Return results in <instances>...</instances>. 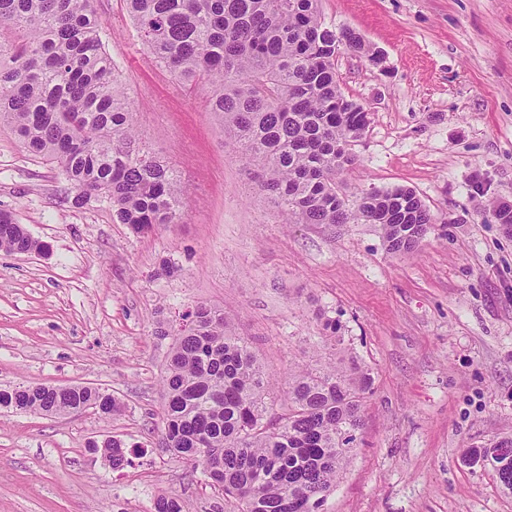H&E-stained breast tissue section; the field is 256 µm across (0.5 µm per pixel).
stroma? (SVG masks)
<instances>
[{
    "mask_svg": "<svg viewBox=\"0 0 512 512\" xmlns=\"http://www.w3.org/2000/svg\"><path fill=\"white\" fill-rule=\"evenodd\" d=\"M106 48L144 147L186 188L182 220L144 234L0 126V210L48 254L0 250V389L93 385L121 404L56 416L0 409V512H224L200 468L161 450L160 375L176 327L199 304L234 313L276 376L308 363L321 317L342 357L373 372L357 454L322 512H512V492L467 449L512 437V0H319L322 20L360 33L383 67L343 53V93L370 124L346 196L412 189L435 222L389 252L373 224H285L235 157L203 93L138 39L122 0H97ZM136 455L112 470L91 443Z\"/></svg>",
    "mask_w": 512,
    "mask_h": 512,
    "instance_id": "stroma-1",
    "label": "stroma"
}]
</instances>
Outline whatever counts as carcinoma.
<instances>
[{"label": "carcinoma", "instance_id": "obj_1", "mask_svg": "<svg viewBox=\"0 0 512 512\" xmlns=\"http://www.w3.org/2000/svg\"><path fill=\"white\" fill-rule=\"evenodd\" d=\"M154 59L189 90L209 91L234 152L254 167L260 192L289 224L380 227L388 249L414 250L433 217L410 189L373 191L354 207L340 197L351 146L369 126L336 72V49L371 60L350 28L326 26L318 0H123ZM96 0H0V124L30 154L61 169L75 203L103 196L112 218L139 232L181 219L184 189L145 151L125 87L105 48ZM0 249L47 253L0 210ZM175 333L161 375V449L202 468L224 493L227 512H316L352 460L372 391L370 369L316 354L278 386L224 311L198 305ZM66 415L120 410L112 393L37 384L0 390V407ZM494 471L512 490V438L497 441ZM89 451L122 470L131 451L117 438ZM153 512H185L158 496Z\"/></svg>", "mask_w": 512, "mask_h": 512}]
</instances>
